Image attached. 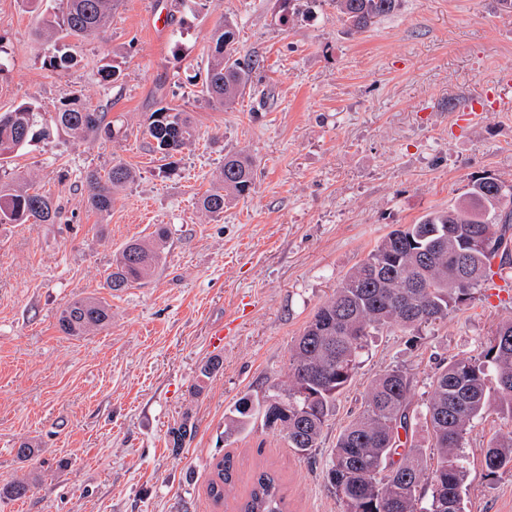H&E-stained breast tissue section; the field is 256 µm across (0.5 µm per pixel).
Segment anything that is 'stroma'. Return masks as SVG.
I'll return each mask as SVG.
<instances>
[{"label":"stroma","mask_w":512,"mask_h":512,"mask_svg":"<svg viewBox=\"0 0 512 512\" xmlns=\"http://www.w3.org/2000/svg\"><path fill=\"white\" fill-rule=\"evenodd\" d=\"M222 17L238 26L237 52L260 61L229 109L200 93ZM37 27L20 0H0V112L34 101L50 113L78 95L115 134L54 132L0 169V182L27 176L61 209L55 224H0V485L38 477L0 512H236L262 469L280 478L288 512H341L325 465L368 381L405 366L423 402L437 362L478 354L512 317V299L479 296L419 336L372 337L312 456L258 422L225 437L224 418L284 380L294 338L379 238L453 203L470 176L512 178V87L502 80L512 75V11L498 0H401L356 33L327 0L288 20L280 0H207L199 11L117 0L105 33L72 44L77 64L65 73L50 67L54 46ZM106 62L118 82L100 81ZM472 103V122L456 126V110ZM162 106L197 127L172 170L144 133ZM233 153L254 159V189L207 215L198 200ZM116 162L136 178L96 212L85 175ZM159 227L155 276L110 292L117 251ZM85 297L105 300L111 323L63 335L61 311ZM214 357L220 369L201 378ZM182 425L190 434L177 448L170 432ZM505 425L492 414L467 437V512H512V476H486L483 461ZM23 442L32 459L18 458ZM226 455L237 482L217 506L207 487Z\"/></svg>","instance_id":"35a3bbf8"}]
</instances>
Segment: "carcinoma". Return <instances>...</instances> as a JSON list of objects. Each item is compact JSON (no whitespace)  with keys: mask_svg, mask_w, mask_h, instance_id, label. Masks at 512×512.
<instances>
[{"mask_svg":"<svg viewBox=\"0 0 512 512\" xmlns=\"http://www.w3.org/2000/svg\"><path fill=\"white\" fill-rule=\"evenodd\" d=\"M113 0H66L60 13H40L38 35L52 42L80 40L104 32ZM399 0H330L337 18L360 32L392 14ZM237 31L224 19L212 31L214 44L202 94L213 104L230 107L243 94L253 57L236 56ZM74 138L98 135L105 114L73 95L60 102L47 122L41 107L22 102L0 113V163L50 128ZM146 135L167 160L196 136L188 112L160 107L151 113ZM122 162L105 173L85 176L87 202L98 212L112 209L114 194L135 180ZM255 182L254 163L241 153L224 156V166L199 201L218 216L235 198L248 196ZM60 211L53 199L30 184L0 183V224H53ZM165 232L150 240H131L116 254L106 275L110 290L120 292L147 282L163 261ZM512 272V180L474 175L467 191L442 209H430L413 224L399 225L382 236L337 284L314 312L289 349L286 380L271 385L258 400L241 397L226 416L229 438L256 420L282 435L288 447L309 455L319 447L334 415L336 397L352 382L368 338L394 328L417 336L448 318L455 307L474 299L492 267ZM112 321L110 305L80 298L60 313L58 328L66 336H84ZM496 381L490 401L488 376ZM426 401H413V376L402 366L373 378L359 411L339 432L326 480L342 512H465L467 455L465 441L475 425L494 412L509 422L484 451L488 475L512 474V318L502 321L474 355H457L440 363ZM426 429L422 445L419 430ZM234 485L231 458L215 464L208 494L221 504ZM34 481L15 479L0 486V499L22 498ZM239 512H288L279 478L261 471Z\"/></svg>","mask_w":512,"mask_h":512,"instance_id":"1","label":"carcinoma"}]
</instances>
